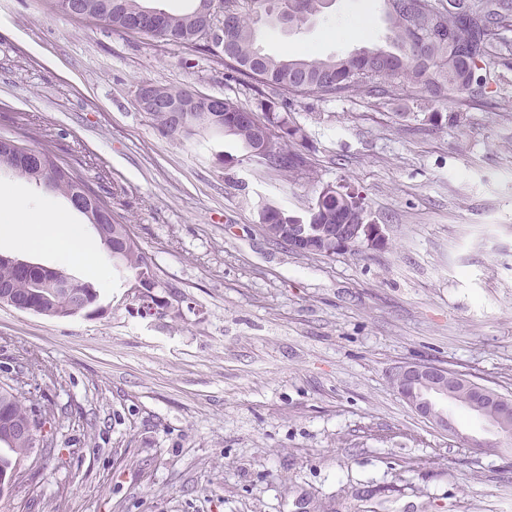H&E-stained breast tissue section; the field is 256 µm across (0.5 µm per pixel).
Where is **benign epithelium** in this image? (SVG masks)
<instances>
[{
    "label": "benign epithelium",
    "mask_w": 512,
    "mask_h": 512,
    "mask_svg": "<svg viewBox=\"0 0 512 512\" xmlns=\"http://www.w3.org/2000/svg\"><path fill=\"white\" fill-rule=\"evenodd\" d=\"M336 196L358 206L359 223L318 227L314 224H290L269 231L271 237L301 251L343 252L354 245L379 249L387 244L384 227L366 219V209L359 193L352 187L328 186ZM399 396L419 416L429 420L450 437H460L455 422L441 408L438 400H452L487 422L489 428L504 442L512 441V400L495 389L478 383L463 374L436 364H403L392 372Z\"/></svg>",
    "instance_id": "obj_1"
}]
</instances>
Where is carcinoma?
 <instances>
[{"label":"carcinoma","mask_w":512,"mask_h":512,"mask_svg":"<svg viewBox=\"0 0 512 512\" xmlns=\"http://www.w3.org/2000/svg\"><path fill=\"white\" fill-rule=\"evenodd\" d=\"M73 6L88 19L103 21L114 30L132 27L164 41L191 47L200 52L212 48L198 34L206 17L197 9L172 14L159 10L147 13L146 0H72ZM292 29H302L313 17L329 7L331 0H291ZM459 5L441 6L438 0H421L414 7L408 0H383L390 25L389 47L361 48L341 56L320 57L313 54L271 56L258 44L257 27L264 20L277 23L283 0H224V16L232 22V39L224 50V67L249 83L259 96L256 124L277 128L282 135L271 142L258 137L255 124L238 123L225 117L214 120L210 112H193L184 117L189 130L181 133L174 127L173 113L187 103L189 91L158 88L164 108L149 110L156 128L164 135L179 138L211 131H225L249 152L271 157L275 168L295 178L312 173L303 128L276 109L275 98L293 94L320 100L352 97L360 94L393 98L406 87H416L440 100L477 102L487 94V68L494 64L493 40L501 30L512 28V0H458ZM15 141L0 138V167L26 178L49 193L73 199L87 195L82 214L89 224H110L112 234L124 239L109 251L119 267L145 280L146 291L137 298V310L152 316L161 307L151 289L160 287L145 253L128 224L112 214L109 197L92 189L84 179L80 162L51 149L35 150L40 161L24 163ZM315 222L345 224L355 218L346 201L334 194L317 197ZM292 215L286 210L265 204L260 210L263 224H286ZM56 272L34 266L18 271L10 263L0 264V287L21 301H31L39 313L51 317H73L91 310L100 293L90 282L76 281L72 287L80 295L65 293L52 286ZM0 475L13 474L19 461L30 458L39 462L51 451L53 440L42 434L47 414L33 401L17 394L9 383L0 385Z\"/></svg>","instance_id":"carcinoma-1"}]
</instances>
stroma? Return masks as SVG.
Instances as JSON below:
<instances>
[{
    "label": "stroma",
    "instance_id": "stroma-1",
    "mask_svg": "<svg viewBox=\"0 0 512 512\" xmlns=\"http://www.w3.org/2000/svg\"><path fill=\"white\" fill-rule=\"evenodd\" d=\"M386 34L381 0H334L302 33L263 25L258 42L325 57ZM146 82L257 107L221 50L0 0V136L31 148L38 128L81 159L165 302L140 316L131 274L72 266L100 292L93 314L0 303V381L35 361L54 433L0 512H512V451L441 433L390 381L434 363L512 396V55L476 103L286 96L310 179L220 134L163 136L137 105ZM342 184L385 248L301 254L262 231L264 204L302 215Z\"/></svg>",
    "mask_w": 512,
    "mask_h": 512
}]
</instances>
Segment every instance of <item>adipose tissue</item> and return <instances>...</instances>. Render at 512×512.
I'll return each mask as SVG.
<instances>
[{
	"mask_svg": "<svg viewBox=\"0 0 512 512\" xmlns=\"http://www.w3.org/2000/svg\"><path fill=\"white\" fill-rule=\"evenodd\" d=\"M74 216L71 206H57L49 197L36 198L0 181V243H21L48 252L64 264L108 276L105 255L94 247L87 225L75 223Z\"/></svg>",
	"mask_w": 512,
	"mask_h": 512,
	"instance_id": "adipose-tissue-1",
	"label": "adipose tissue"
}]
</instances>
